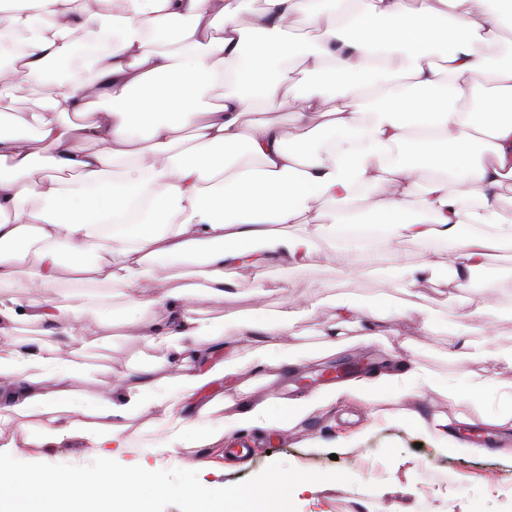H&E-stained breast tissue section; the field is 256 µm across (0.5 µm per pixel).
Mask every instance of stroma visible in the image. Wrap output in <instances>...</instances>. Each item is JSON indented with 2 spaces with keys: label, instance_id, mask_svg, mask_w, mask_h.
Instances as JSON below:
<instances>
[{
  "label": "stroma",
  "instance_id": "1",
  "mask_svg": "<svg viewBox=\"0 0 512 512\" xmlns=\"http://www.w3.org/2000/svg\"><path fill=\"white\" fill-rule=\"evenodd\" d=\"M452 251L449 243L438 245L433 253L405 243L396 252L377 255L355 279L343 274L352 261L351 254L326 246L313 252L302 267L276 261L264 268L259 281L268 291L269 313L279 312L289 298L313 289L325 302L316 313L291 317L288 333L279 342L292 350L320 345L319 332L330 321L333 302L383 295L404 310L402 317L373 341L363 340L359 329L348 330L345 346L328 358L284 373L283 382L296 385L302 392L325 367H348L364 356L377 365L402 352L424 370L454 375L459 364L451 353L462 344L457 331L459 316L466 310L468 299L477 296V288L456 290L455 300L447 302L428 285L413 306L393 276L399 267L431 259L447 262ZM255 281L258 279L253 274H245L224 299L199 302V317L221 322L250 316ZM443 305L448 308L447 326L431 336L419 335L422 309ZM83 325L90 345L79 361L90 376L76 383L80 392L98 393L103 380L147 367L158 355L157 350L131 335L122 314H115L108 325L89 315ZM367 412L366 406L349 398L288 429L257 433L258 445L247 466L219 477L206 471L199 479L251 486L271 471L294 469L316 478L320 487L314 498H289L288 512H512L511 452L438 455L424 434L395 420L368 417Z\"/></svg>",
  "mask_w": 512,
  "mask_h": 512
}]
</instances>
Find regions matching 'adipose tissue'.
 <instances>
[{
    "label": "adipose tissue",
    "mask_w": 512,
    "mask_h": 512,
    "mask_svg": "<svg viewBox=\"0 0 512 512\" xmlns=\"http://www.w3.org/2000/svg\"><path fill=\"white\" fill-rule=\"evenodd\" d=\"M97 2L0 0V61L14 85L55 90L44 110L0 118V342L14 344L0 360V434L21 432L24 444L0 446L10 512H147L151 497L256 512L260 501L316 493L313 480L275 472L245 488L204 484L198 472L223 463L188 465L181 452L287 429L344 397L373 408L427 388L450 406H473L472 423H511L512 381L469 368H512V348L495 344L488 318L502 289H484L463 313L455 376L393 358L360 378L243 404L233 392L317 355L275 344L291 313L269 315L264 288L245 319L217 325L196 317L195 304L271 262L301 264L322 244L367 263L405 242H449L444 268L466 287L512 242L503 195L512 182V0H264L249 12L241 0H122L117 14ZM305 77L317 88H302ZM288 93L289 129L266 117ZM183 128L191 139L177 138ZM42 165L51 175L37 176ZM379 189L384 201L370 203ZM296 223L301 231L289 232ZM194 258L202 286L163 287V272ZM66 263L82 285L62 303ZM89 284L124 296L127 323L164 350L154 367L90 398L73 388L86 375L82 317L91 310L107 324L113 312L88 308ZM397 316L381 299L342 302L324 334L339 346L346 328L372 331ZM21 324L41 327L42 340L16 341ZM248 345L253 353L241 356ZM152 410L163 437L132 449L131 421ZM396 418L429 435L438 454L476 451L448 433L447 417ZM63 446L84 449L89 466L37 467L27 454ZM131 452L140 465L122 464Z\"/></svg>",
    "instance_id": "obj_1"
}]
</instances>
